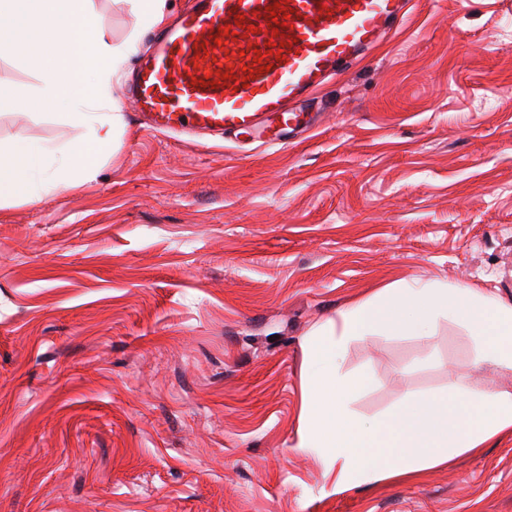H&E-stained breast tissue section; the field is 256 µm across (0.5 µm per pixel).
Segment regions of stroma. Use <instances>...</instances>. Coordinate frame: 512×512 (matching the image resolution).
Instances as JSON below:
<instances>
[{
    "instance_id": "obj_1",
    "label": "stroma",
    "mask_w": 512,
    "mask_h": 512,
    "mask_svg": "<svg viewBox=\"0 0 512 512\" xmlns=\"http://www.w3.org/2000/svg\"><path fill=\"white\" fill-rule=\"evenodd\" d=\"M93 6L113 44L139 37L115 154L0 204V512H512V436L341 491L296 447L314 329L397 282L512 301V0H413L317 93L319 125L267 149L142 128L124 88L156 27ZM0 84L35 95L39 70L0 49ZM81 135L0 102L1 145ZM478 357L451 315L425 341L353 340L351 408L377 419L461 374L512 393Z\"/></svg>"
}]
</instances>
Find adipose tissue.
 <instances>
[{
  "instance_id": "adipose-tissue-1",
  "label": "adipose tissue",
  "mask_w": 512,
  "mask_h": 512,
  "mask_svg": "<svg viewBox=\"0 0 512 512\" xmlns=\"http://www.w3.org/2000/svg\"><path fill=\"white\" fill-rule=\"evenodd\" d=\"M448 312L478 337L481 361L512 369V303L468 286L385 288L307 339L298 446L316 453L326 471L335 472L337 485L350 486L372 475L414 477L512 433V393L474 388L462 376L449 382L445 395L412 397L372 422L351 411L367 379L342 369L349 340L379 333L425 340L435 320Z\"/></svg>"
}]
</instances>
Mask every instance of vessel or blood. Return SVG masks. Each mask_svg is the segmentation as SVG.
Returning a JSON list of instances; mask_svg holds the SVG:
<instances>
[{
	"label": "vessel or blood",
	"instance_id": "b4317fda",
	"mask_svg": "<svg viewBox=\"0 0 512 512\" xmlns=\"http://www.w3.org/2000/svg\"><path fill=\"white\" fill-rule=\"evenodd\" d=\"M410 0H194L127 92L156 131L282 144L311 95L405 21ZM286 19L271 28L273 15Z\"/></svg>",
	"mask_w": 512,
	"mask_h": 512
}]
</instances>
